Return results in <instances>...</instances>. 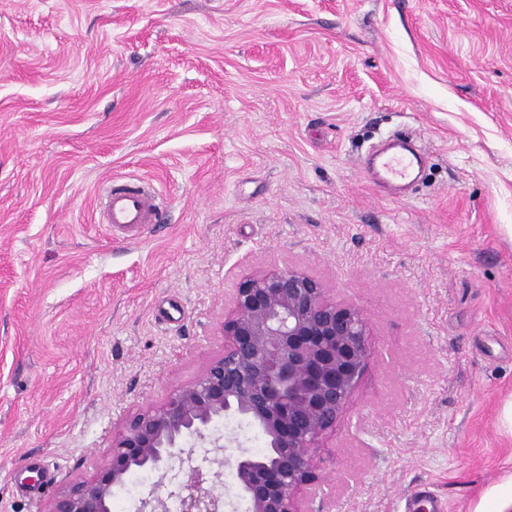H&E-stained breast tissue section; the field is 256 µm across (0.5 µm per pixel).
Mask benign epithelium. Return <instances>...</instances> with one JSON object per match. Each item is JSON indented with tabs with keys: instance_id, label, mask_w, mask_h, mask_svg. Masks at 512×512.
<instances>
[{
	"instance_id": "7a95c632",
	"label": "benign epithelium",
	"mask_w": 512,
	"mask_h": 512,
	"mask_svg": "<svg viewBox=\"0 0 512 512\" xmlns=\"http://www.w3.org/2000/svg\"><path fill=\"white\" fill-rule=\"evenodd\" d=\"M221 332L224 352L162 402L132 413L112 435L106 463L65 485L47 512H112L115 489L138 471L158 474L142 501L148 512H168L171 498L178 512H224V459L197 462L194 441L240 448L234 470L248 512H309L318 479L312 451L336 428L370 365L366 314L288 267L243 276ZM225 418L246 420L263 450L212 433Z\"/></svg>"
}]
</instances>
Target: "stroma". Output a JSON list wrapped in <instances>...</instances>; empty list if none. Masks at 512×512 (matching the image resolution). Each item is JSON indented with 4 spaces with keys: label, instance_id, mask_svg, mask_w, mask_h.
Segmentation results:
<instances>
[{
    "label": "stroma",
    "instance_id": "1",
    "mask_svg": "<svg viewBox=\"0 0 512 512\" xmlns=\"http://www.w3.org/2000/svg\"><path fill=\"white\" fill-rule=\"evenodd\" d=\"M400 134L408 193L365 170ZM163 202L137 238L113 183ZM303 267L371 326L313 452L315 512L512 493V0H0V512L91 478L224 350L247 273ZM161 199L150 184H112L104 195V220L109 227L137 232L158 222Z\"/></svg>",
    "mask_w": 512,
    "mask_h": 512
}]
</instances>
